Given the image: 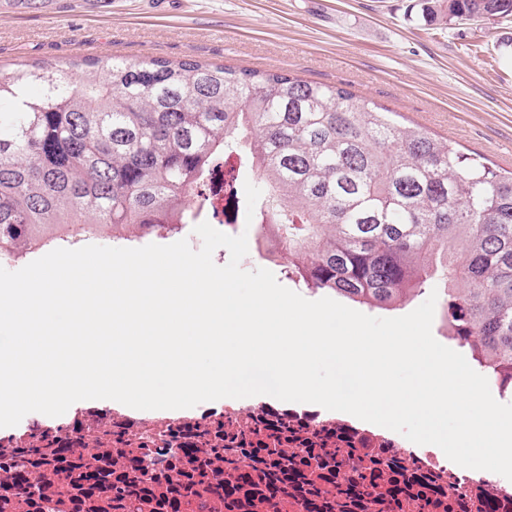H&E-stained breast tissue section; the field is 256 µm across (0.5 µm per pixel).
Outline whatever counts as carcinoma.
Here are the masks:
<instances>
[{
    "label": "carcinoma",
    "instance_id": "cac0c4a2",
    "mask_svg": "<svg viewBox=\"0 0 512 512\" xmlns=\"http://www.w3.org/2000/svg\"><path fill=\"white\" fill-rule=\"evenodd\" d=\"M51 0H0L42 9ZM512 15V0H427L432 25ZM256 166V236L314 291L392 309L445 285L448 339L512 389V171L405 127L342 87L196 60L23 65L0 77V237L134 224L212 204V175Z\"/></svg>",
    "mask_w": 512,
    "mask_h": 512
}]
</instances>
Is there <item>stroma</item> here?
Instances as JSON below:
<instances>
[{
	"label": "stroma",
	"mask_w": 512,
	"mask_h": 512,
	"mask_svg": "<svg viewBox=\"0 0 512 512\" xmlns=\"http://www.w3.org/2000/svg\"><path fill=\"white\" fill-rule=\"evenodd\" d=\"M107 57L195 59L341 86L512 170V17L429 26L421 0H53L0 10V75Z\"/></svg>",
	"instance_id": "stroma-1"
}]
</instances>
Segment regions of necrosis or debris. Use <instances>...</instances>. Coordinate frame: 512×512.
<instances>
[{
    "label": "necrosis or debris",
    "instance_id": "4bbe7bcc",
    "mask_svg": "<svg viewBox=\"0 0 512 512\" xmlns=\"http://www.w3.org/2000/svg\"><path fill=\"white\" fill-rule=\"evenodd\" d=\"M68 449L54 474L0 456V512H78L85 494L108 512H512V481L466 469L404 436L338 413L274 401L209 402L187 414L88 407L32 420L0 446ZM218 449L223 473L158 485L187 455Z\"/></svg>",
    "mask_w": 512,
    "mask_h": 512
}]
</instances>
